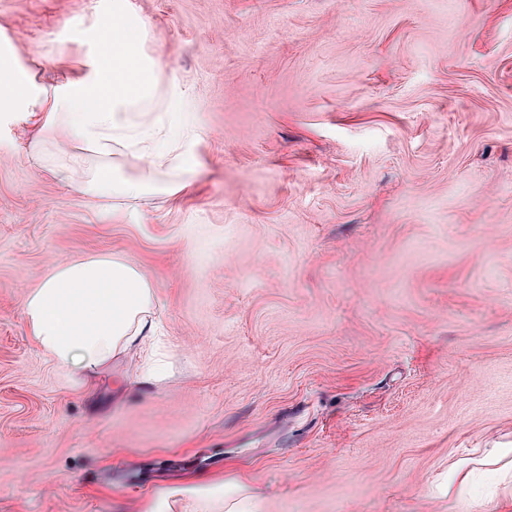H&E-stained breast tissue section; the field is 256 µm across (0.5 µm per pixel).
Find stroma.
Returning a JSON list of instances; mask_svg holds the SVG:
<instances>
[{"mask_svg":"<svg viewBox=\"0 0 512 512\" xmlns=\"http://www.w3.org/2000/svg\"><path fill=\"white\" fill-rule=\"evenodd\" d=\"M106 0H0L14 68L61 76ZM199 134L180 197L104 207L0 116V512H512V0H127ZM120 254L169 367L96 389L31 344L30 288ZM471 472L439 497L438 474ZM229 485L232 490L229 494L224 495V499H215L207 493L206 489L201 488L196 502L203 510L194 512H215L207 510L216 505L213 500L223 501L225 512H266L263 497L253 490L249 484L242 480H236L229 483Z\"/></svg>","mask_w":512,"mask_h":512,"instance_id":"obj_1","label":"stroma"}]
</instances>
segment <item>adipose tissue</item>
<instances>
[{"label":"adipose tissue","mask_w":512,"mask_h":512,"mask_svg":"<svg viewBox=\"0 0 512 512\" xmlns=\"http://www.w3.org/2000/svg\"><path fill=\"white\" fill-rule=\"evenodd\" d=\"M125 0H113L112 25L97 50L72 74L41 83H0V112H24L34 121L33 156L52 177L95 200L128 202L185 189L176 174L193 171V128L173 138L160 111L161 65L143 49L142 21L127 23ZM161 301L149 279L115 254L54 263L22 307L36 351L59 368L79 371L85 383L119 357L153 370Z\"/></svg>","instance_id":"obj_1"}]
</instances>
